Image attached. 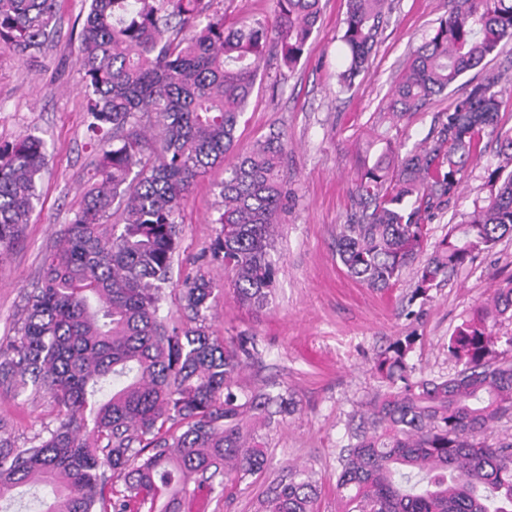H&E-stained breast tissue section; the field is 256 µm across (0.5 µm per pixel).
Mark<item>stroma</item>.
I'll return each mask as SVG.
<instances>
[{"instance_id": "1", "label": "stroma", "mask_w": 512, "mask_h": 512, "mask_svg": "<svg viewBox=\"0 0 512 512\" xmlns=\"http://www.w3.org/2000/svg\"><path fill=\"white\" fill-rule=\"evenodd\" d=\"M457 0H387L383 25L365 71L351 92L339 91L343 21L347 0H322L321 19L294 68L267 52L248 107L237 127V152L247 151L270 132H284L288 150L283 174L288 208L277 224L272 259L277 274L261 311L240 306L222 267L210 266L218 287L209 312L216 335L232 341L253 336L262 356L244 360L238 381L247 391L287 393L293 410L259 421L255 430L267 450L265 470L237 487L233 498L203 492L185 512H254L265 485L294 466L308 472L320 494L319 512H336L338 454L362 406L382 388L374 359L398 338L416 339L408 362L416 375L454 374L458 365L446 344L454 329L512 276V237L492 252L457 269L433 287L426 300L412 299L413 270L394 288L379 291L350 277L336 255V233L353 207L350 195L359 153L380 128L395 83L411 53L428 41ZM86 0H56L58 37L30 62L0 50V144L21 134L42 138L47 164L39 199L18 245L0 261V343L16 334L26 295L41 275L42 260L59 243L93 174L94 152L87 132L84 73L75 35L86 15ZM465 89L457 83L390 132L394 145L412 148L427 136L435 113L445 111ZM499 162L495 140L470 165L458 195L428 226L430 241L461 223L475 202L488 197V172ZM223 168L201 179L178 222L180 244L173 275L185 277L209 264L218 227L212 224L214 190ZM0 421L5 435L27 442L56 425L48 397L0 388Z\"/></svg>"}]
</instances>
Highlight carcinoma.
<instances>
[{"label":"carcinoma","mask_w":512,"mask_h":512,"mask_svg":"<svg viewBox=\"0 0 512 512\" xmlns=\"http://www.w3.org/2000/svg\"><path fill=\"white\" fill-rule=\"evenodd\" d=\"M56 0H0V49L34 58L50 43ZM386 0H348L342 42L351 89L367 66ZM213 0H88L77 35L88 129L102 143L80 206L28 293L16 336L0 346V385L42 394L56 426L30 447L1 435L0 501L22 485H50L41 512H181L203 486L227 491L262 473L253 418L289 411L285 394L244 391L252 336L234 344L211 331L216 283L200 267L171 281L177 218L199 178L233 150L240 115L269 45L294 67L317 28L320 0H277L272 22L224 26ZM512 39V0H458L409 58L387 109L398 123L448 91L498 44ZM506 86L492 74L468 84L433 117L426 140L384 150L358 169L355 212L336 236L346 272L370 288L394 287L427 251V224L455 197L468 166L494 138L512 165V128L501 124ZM280 133L235 159L217 185L220 225L212 261L232 272L239 304L264 308L276 267L277 218L288 196ZM44 142L21 134L0 146V260L38 200ZM490 195L415 271L425 297L455 268L512 235V170L489 173ZM185 320L159 316L166 289ZM512 277L448 338L461 369L412 376L415 339L377 359L386 390L365 403L336 481L337 512H512V443L492 439L512 418ZM108 395L97 398L107 380ZM310 476L269 482L256 512H316Z\"/></svg>","instance_id":"carcinoma-1"}]
</instances>
